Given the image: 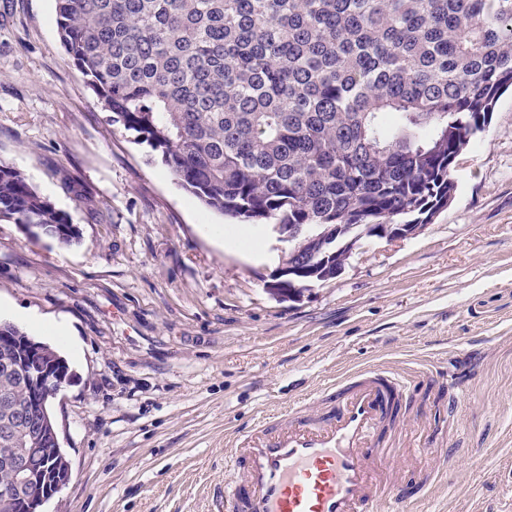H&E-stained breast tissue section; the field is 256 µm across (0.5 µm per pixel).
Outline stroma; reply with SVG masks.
<instances>
[{
  "label": "stroma",
  "mask_w": 512,
  "mask_h": 512,
  "mask_svg": "<svg viewBox=\"0 0 512 512\" xmlns=\"http://www.w3.org/2000/svg\"><path fill=\"white\" fill-rule=\"evenodd\" d=\"M0 161L79 229L62 247L0 222V321L70 369L51 411L71 477L42 512H216L230 434L326 411L323 388L353 369L424 361L460 378L404 401L405 439L436 450L401 452L396 482L438 472L418 512H512V92L461 153L447 208L292 300L267 286L287 242L207 209L113 122L55 0H0Z\"/></svg>",
  "instance_id": "obj_1"
}]
</instances>
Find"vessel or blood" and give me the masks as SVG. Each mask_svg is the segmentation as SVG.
Returning a JSON list of instances; mask_svg holds the SVG:
<instances>
[{
  "mask_svg": "<svg viewBox=\"0 0 512 512\" xmlns=\"http://www.w3.org/2000/svg\"><path fill=\"white\" fill-rule=\"evenodd\" d=\"M411 389L379 366L332 387L335 405L311 417L258 421L224 451L225 512H406L419 493H396L389 480L398 445L383 424Z\"/></svg>",
  "mask_w": 512,
  "mask_h": 512,
  "instance_id": "b4317fda",
  "label": "vessel or blood"
}]
</instances>
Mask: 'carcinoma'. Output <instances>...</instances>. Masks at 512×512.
<instances>
[{"instance_id": "carcinoma-1", "label": "carcinoma", "mask_w": 512, "mask_h": 512, "mask_svg": "<svg viewBox=\"0 0 512 512\" xmlns=\"http://www.w3.org/2000/svg\"><path fill=\"white\" fill-rule=\"evenodd\" d=\"M58 32L113 122L207 208L330 236L427 224L454 161L512 88V0H55ZM70 246L78 231L0 162V222ZM297 296L337 276L331 243L288 241ZM0 322V399L33 410L2 370L59 354ZM49 483L65 458L49 441Z\"/></svg>"}]
</instances>
